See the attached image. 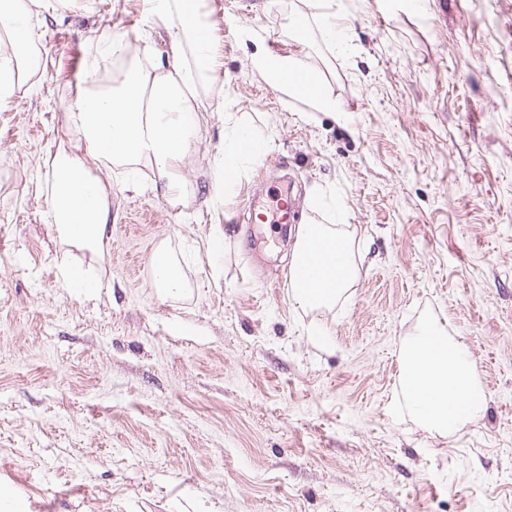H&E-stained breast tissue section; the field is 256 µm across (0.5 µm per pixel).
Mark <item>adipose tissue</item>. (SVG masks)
Instances as JSON below:
<instances>
[{
	"mask_svg": "<svg viewBox=\"0 0 512 512\" xmlns=\"http://www.w3.org/2000/svg\"><path fill=\"white\" fill-rule=\"evenodd\" d=\"M197 0H154L172 57L156 72L131 66L120 87L97 88L98 70L89 67V89L66 114V121L82 134L92 153L104 163L114 161L153 166L163 181L170 204L183 198L174 168L188 152L203 117L189 86L194 72L213 66L207 33L196 22ZM0 25L9 35L8 50L0 52V105L15 92L17 75L37 70L32 55L33 29L24 0H0ZM193 40L195 65L186 67L181 51ZM284 98L302 100L318 112H338L342 106L324 87L319 75L297 57L264 50L252 59ZM52 220L60 239L101 256L108 242L111 205L104 186L90 176L78 157L63 150L50 156ZM313 258L317 279L294 289L303 307L325 306L340 296L358 274L354 240L323 224L299 227L291 269ZM402 380L423 426L455 431L481 413L486 394L475 381L474 366L462 341L449 338L434 322L421 325L402 347Z\"/></svg>",
	"mask_w": 512,
	"mask_h": 512,
	"instance_id": "adipose-tissue-1",
	"label": "adipose tissue"
}]
</instances>
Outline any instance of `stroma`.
Returning a JSON list of instances; mask_svg holds the SVG:
<instances>
[{"instance_id":"1","label":"stroma","mask_w":512,"mask_h":512,"mask_svg":"<svg viewBox=\"0 0 512 512\" xmlns=\"http://www.w3.org/2000/svg\"><path fill=\"white\" fill-rule=\"evenodd\" d=\"M203 3L216 64L192 87L208 120L174 207L152 169L96 162L64 116L95 33L122 38L98 56L113 84L167 62L149 0H30L40 65L0 108V488L27 512H512V0ZM262 46L301 56L341 111L284 100L251 66ZM243 130L264 150L228 190ZM60 148L108 193L100 258L57 236ZM289 183L298 224L366 253L326 308L292 299L295 226L247 221ZM161 245L181 293L153 284ZM64 259L100 288L67 287ZM427 320L488 397L449 435L399 381Z\"/></svg>"}]
</instances>
